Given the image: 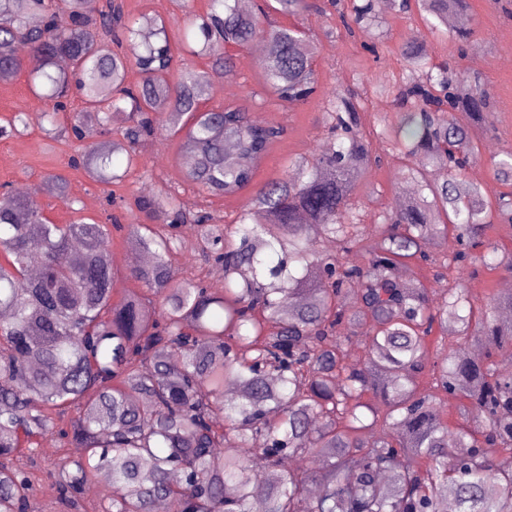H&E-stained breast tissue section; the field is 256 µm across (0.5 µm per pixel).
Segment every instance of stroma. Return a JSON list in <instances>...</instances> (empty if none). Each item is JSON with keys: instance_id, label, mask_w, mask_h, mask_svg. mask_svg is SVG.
Here are the masks:
<instances>
[{"instance_id": "1", "label": "stroma", "mask_w": 512, "mask_h": 512, "mask_svg": "<svg viewBox=\"0 0 512 512\" xmlns=\"http://www.w3.org/2000/svg\"><path fill=\"white\" fill-rule=\"evenodd\" d=\"M464 18L466 28L473 33L469 46L455 42L452 36L432 32L414 11H390L381 16L378 33L359 32L350 37L331 0H320L319 9L306 11L298 18L317 45V91L308 102L293 106L282 105L264 91L254 49L238 53L227 86H210L204 108L240 106L255 122L279 127L282 135L251 188L232 199L213 197L182 183L179 175L188 157L179 151L177 139L160 134L143 141L138 164L119 182L102 184L84 170L70 168L68 160L77 144L65 137H46L40 122L32 120V112L45 111L47 103L30 91L27 73L32 66L24 64L23 74L15 80L0 82V122L17 112L29 117L22 135L0 140V185L36 196L45 217L56 224L70 223L78 214L103 221L107 206L120 220H127L137 199L151 196L160 187L175 189L186 213L206 211L215 223L235 224L255 189L284 177L296 157L318 150L326 134L324 107L337 86L356 84L368 90L361 114L364 133H371L377 118L398 121L400 109L393 97L376 96L372 90L401 82L406 67L402 49L413 44L433 61L448 62L459 76L488 90L494 127L485 135V152L473 168L479 172L488 197H498L507 187L495 179L489 159L496 156L498 148H512V0H470ZM379 156V163L365 174L359 192L366 221L375 212L393 210L395 199L404 196L410 184L406 159L384 149ZM58 172L65 173L68 180L65 194H46L48 176ZM178 235L179 250L172 257L175 276L192 274L203 278L208 288L222 290L223 281L214 277L215 266L206 262L196 246L193 226L182 225Z\"/></svg>"}]
</instances>
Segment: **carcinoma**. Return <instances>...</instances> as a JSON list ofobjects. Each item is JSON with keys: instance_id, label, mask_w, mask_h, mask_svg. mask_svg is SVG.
I'll use <instances>...</instances> for the list:
<instances>
[{"instance_id": "1", "label": "carcinoma", "mask_w": 512, "mask_h": 512, "mask_svg": "<svg viewBox=\"0 0 512 512\" xmlns=\"http://www.w3.org/2000/svg\"><path fill=\"white\" fill-rule=\"evenodd\" d=\"M274 2L293 18L308 7ZM468 5L350 0L341 18L352 36L377 27L386 9H414L441 31ZM187 14L185 52L230 73L226 48L262 41L260 74L279 102L315 93L316 47L298 26L267 25L238 0ZM21 45L40 58L31 80L53 100L42 130L83 143L71 165L94 179L116 158L137 164L142 138L158 129L191 157L182 181L234 198L281 135L230 105L222 117L200 109L205 73L170 83L165 21L132 15L122 0H0L1 82L22 70ZM402 53L396 98L405 112L396 124L381 119L376 135L422 165L408 169L413 196L369 224L353 198L376 155L361 130L364 99L345 89L328 102L318 151L258 190L234 229L184 213L165 188L139 199L160 223L127 225L152 257L132 273L138 288H113L112 215L53 224L36 201L0 192V512H32L44 475L78 509L103 471L112 492L92 512H154L159 501L169 512H441L445 503L448 512H512V370L498 365L512 355V323L498 318L512 310V293L477 308L461 272L437 299L423 281L400 277L403 266L436 265L434 249L450 234L464 249L448 263L512 271V254L496 255L487 239L493 217L512 222V192L492 201L465 177L481 156L477 129L493 119L489 93L412 45ZM162 100L168 111H155ZM123 116L122 140L93 142ZM183 224L197 227L224 290L174 276L172 230ZM317 238L356 258L316 250ZM347 323L367 327L360 360L346 358ZM437 330L448 354L431 363ZM480 342L485 358H470ZM448 394L464 401L471 425L448 428L439 409ZM48 436L83 453L39 469L23 463ZM249 447L245 459L238 449ZM306 457L319 466L289 463Z\"/></svg>"}]
</instances>
